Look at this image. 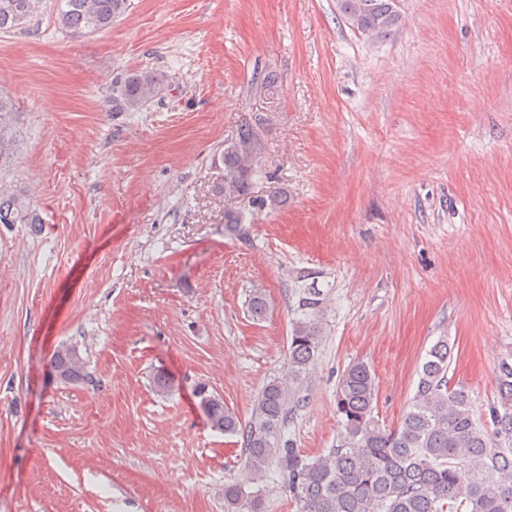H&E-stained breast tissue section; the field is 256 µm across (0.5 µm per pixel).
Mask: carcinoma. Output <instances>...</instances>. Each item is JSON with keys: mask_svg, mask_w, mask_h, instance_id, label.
<instances>
[{"mask_svg": "<svg viewBox=\"0 0 512 512\" xmlns=\"http://www.w3.org/2000/svg\"><path fill=\"white\" fill-rule=\"evenodd\" d=\"M58 26L74 37L112 27L125 13L127 0H60ZM42 0H0V31L33 21ZM348 26L367 38H385L400 25V0H336ZM156 92L154 75L129 74L112 91V111L139 108ZM13 103L0 97V165L10 160ZM261 118L241 124L224 147V191L244 196L264 149ZM40 218L21 195L0 189V224H38ZM320 273L291 271L288 296L291 322L288 373L271 378L258 397L252 416L242 423L216 397L205 413L212 426L241 438L250 479L270 468L288 490L297 512H512V363L495 371L500 393L489 409L490 422L475 417L469 394L451 383L448 372L454 345L441 336L426 351L407 410L395 428L375 414L378 390L370 367L356 361L336 387L339 444L327 454L308 459L284 439L282 427L304 403L302 385L312 369L327 311V293ZM267 305L262 289L252 290L251 316L260 319ZM66 382L86 377L85 362L73 347L56 351L50 363ZM227 512H264L259 495L236 483L224 487Z\"/></svg>", "mask_w": 512, "mask_h": 512, "instance_id": "carcinoma-1", "label": "carcinoma"}]
</instances>
